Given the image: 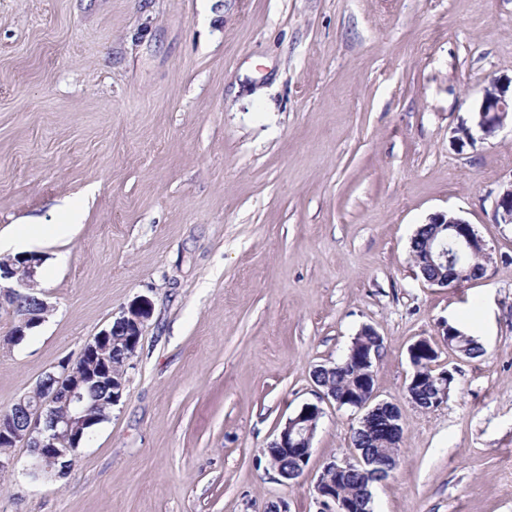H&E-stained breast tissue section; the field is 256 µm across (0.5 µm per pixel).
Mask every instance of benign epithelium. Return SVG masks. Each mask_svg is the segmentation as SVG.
I'll list each match as a JSON object with an SVG mask.
<instances>
[{
	"instance_id": "7a95c632",
	"label": "benign epithelium",
	"mask_w": 512,
	"mask_h": 512,
	"mask_svg": "<svg viewBox=\"0 0 512 512\" xmlns=\"http://www.w3.org/2000/svg\"><path fill=\"white\" fill-rule=\"evenodd\" d=\"M507 89L508 82L499 78L492 79L484 89L476 109V127L486 136L503 128L512 116V95L507 94ZM494 217L498 224H512V181L498 193ZM427 225L432 227L433 234L425 247L411 254V258L418 271L423 273L429 268L437 272V277L429 284L446 287L448 281L459 283L467 276L463 270L452 268L448 261L445 243L450 240L473 258L489 262L490 249L485 241L471 224L457 215L437 213L429 217ZM41 264L42 258L35 253L0 258V301L7 302L15 310L18 303L27 300L41 310L49 311L48 303L39 296L35 280ZM149 316V306L141 303L129 307L118 318L125 330L122 351L126 357L136 353ZM44 321V316L29 311L16 313L11 337L5 343H19L28 330ZM112 352V328L108 327L88 341L81 351L79 360L88 364L86 372L82 373L75 369V364L62 360L40 379L31 393L0 411V443L7 442L13 448L19 444L30 448L26 474L31 479H46L55 467L60 473H66L69 458L77 455L79 448L91 439L93 427L104 420V416L96 414L88 404L92 382H110L111 404L115 405L122 399L126 387L125 372L117 370L112 362ZM408 353L413 372L407 385V395L413 403L415 390L424 380L422 367L434 368L428 359L435 356V348L429 340L420 338L410 345ZM379 358L376 348L361 342L352 343L350 362L359 369L358 386L354 391L338 393L317 381L318 402L303 405L281 427L270 447L288 449V456L299 464V468L289 474V479L302 475L309 462L312 441L324 414L323 402L363 412L356 428L358 432H371L382 420L386 438L398 436L402 423L399 408L388 402L375 401V367ZM448 378L450 373L446 370L431 376L430 381L439 385L432 407H438L447 399ZM399 461L400 456L396 452L358 448L353 462L334 460L327 463L315 483L317 512H372L370 493L360 498L344 494L338 487L341 476L359 470L373 479L382 478L392 474Z\"/></svg>"
}]
</instances>
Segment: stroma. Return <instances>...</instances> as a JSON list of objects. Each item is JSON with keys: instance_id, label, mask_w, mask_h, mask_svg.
Returning <instances> with one entry per match:
<instances>
[{"instance_id": "1", "label": "stroma", "mask_w": 512, "mask_h": 512, "mask_svg": "<svg viewBox=\"0 0 512 512\" xmlns=\"http://www.w3.org/2000/svg\"><path fill=\"white\" fill-rule=\"evenodd\" d=\"M497 77L512 0H0V233L87 207L33 246L45 322L10 346L0 307V410L151 305L73 468L33 481L12 449L0 512H317L361 411L325 404L294 481L263 450L367 325L403 421L373 512H512V224L493 216L512 129L456 142ZM437 212L486 241L484 278L418 277L411 240ZM460 315L482 357L449 348ZM421 338L453 376L428 411L406 393Z\"/></svg>"}]
</instances>
